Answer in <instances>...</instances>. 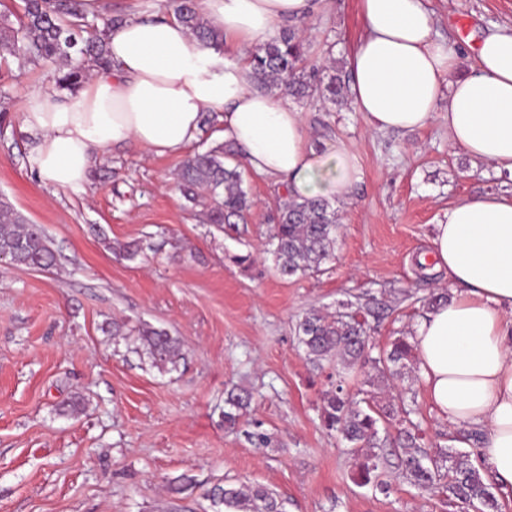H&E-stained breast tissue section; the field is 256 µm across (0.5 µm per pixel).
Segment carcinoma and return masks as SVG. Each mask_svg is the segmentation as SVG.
Wrapping results in <instances>:
<instances>
[{"instance_id":"1","label":"carcinoma","mask_w":512,"mask_h":512,"mask_svg":"<svg viewBox=\"0 0 512 512\" xmlns=\"http://www.w3.org/2000/svg\"><path fill=\"white\" fill-rule=\"evenodd\" d=\"M174 14L206 48L221 51L224 33L211 26L199 13L196 0H174ZM121 14L102 19V28L92 26L83 11L82 0H23L22 14L13 23L0 17V63L15 58L27 65L41 66L60 61L63 69L56 77L62 89L74 91L94 69L111 67L107 41L121 25ZM253 81L257 87L297 99L325 98L333 104L348 105L345 83L336 65L317 67L309 63L307 47L296 27L278 35L251 53ZM235 154L228 143H218L196 152L182 162L176 185L183 198L198 209L207 224L224 228L226 224L246 222L253 200L242 187L239 165L226 163ZM276 224L269 235L275 271L282 277L315 274L334 257L337 212L323 197L294 195L277 200ZM0 255L15 267L47 270L56 265V254L49 237L38 224L28 222L6 201L0 202ZM298 342L315 367L334 363L344 371L372 365L383 378H402L411 372L413 346L407 337L396 338L390 349L373 358L368 356L369 336L365 322L353 311L334 315L310 311L297 324ZM143 344L158 368L174 365L180 357L175 338L163 330H150ZM253 400L247 389L230 392L224 400V425L233 429L241 413ZM402 408L378 400L364 391L362 398L350 393L346 379L325 393L321 407L323 425L336 432L349 447L356 467L355 481L384 491L388 465L379 423L395 419ZM418 426L400 429L396 439L402 478L411 485L427 489L439 486L448 503H460L478 512H499L492 485L487 483L479 464L470 454L450 448H426ZM214 502L230 512H284L276 493L263 487L222 488Z\"/></svg>"}]
</instances>
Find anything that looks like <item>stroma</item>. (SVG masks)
<instances>
[{
	"instance_id": "obj_1",
	"label": "stroma",
	"mask_w": 512,
	"mask_h": 512,
	"mask_svg": "<svg viewBox=\"0 0 512 512\" xmlns=\"http://www.w3.org/2000/svg\"><path fill=\"white\" fill-rule=\"evenodd\" d=\"M426 4L462 73L485 33L512 28V0ZM362 36L359 0H332L305 39L311 61L341 67ZM55 76L51 64L0 70V199L57 253L45 271L0 263V512H218L211 492L244 485L269 488L287 512H462L396 477L384 491L354 482L344 444L319 419L331 372L306 359L296 323L348 303L367 312L375 348L411 335L426 297L451 289L445 272L417 262L433 225L460 199L512 191V176L474 164L441 122L379 132L352 107L315 101L302 110L314 151L343 143L361 179L336 205L334 258L319 274L282 278L266 246L275 183L253 172L243 187L255 205L228 232L186 208L174 181L181 153L107 150L84 194L29 172L36 137L18 108ZM133 241L136 258L118 253ZM246 254L250 263H233ZM116 321L124 335H113ZM146 329L177 339L176 366L152 365ZM234 388L255 401L231 431ZM385 394L414 400L430 446L454 447L419 371Z\"/></svg>"
}]
</instances>
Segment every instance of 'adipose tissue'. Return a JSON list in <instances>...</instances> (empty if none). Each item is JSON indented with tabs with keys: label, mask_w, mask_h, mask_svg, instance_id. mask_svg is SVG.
<instances>
[{
	"label": "adipose tissue",
	"mask_w": 512,
	"mask_h": 512,
	"mask_svg": "<svg viewBox=\"0 0 512 512\" xmlns=\"http://www.w3.org/2000/svg\"><path fill=\"white\" fill-rule=\"evenodd\" d=\"M223 30L204 48L177 18L132 16L113 30L112 68L93 71L77 95L31 96L23 130L37 137L27 165L56 188L80 192L108 148L157 155L184 151L203 112L220 113L222 137L256 175L290 193L350 198L359 180L344 146L318 158L301 112L255 87L252 47L284 24L325 15L330 0H197ZM364 36L348 59L353 105L378 131L415 130L443 118L453 146L512 173V30L484 35L471 72L453 77L459 48L439 40L425 0H360ZM428 256L446 270L451 300L415 326L418 369L439 412L483 434L477 452L512 486V195L449 206Z\"/></svg>",
	"instance_id": "obj_1"
}]
</instances>
